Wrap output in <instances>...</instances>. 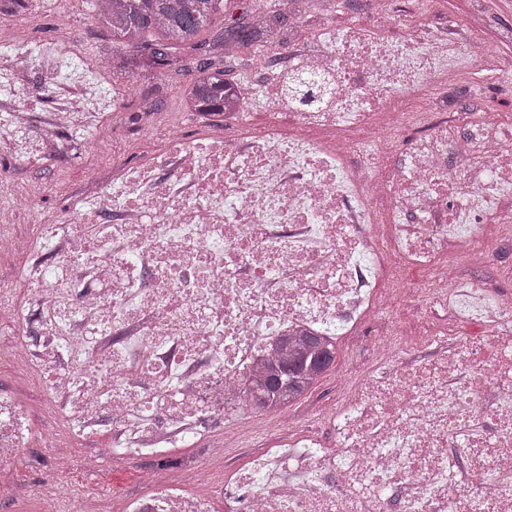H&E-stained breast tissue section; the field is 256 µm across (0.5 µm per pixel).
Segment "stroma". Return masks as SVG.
<instances>
[{
  "label": "stroma",
  "instance_id": "obj_1",
  "mask_svg": "<svg viewBox=\"0 0 512 512\" xmlns=\"http://www.w3.org/2000/svg\"><path fill=\"white\" fill-rule=\"evenodd\" d=\"M0 8L5 11L0 17L1 28H8L20 15H30L37 40L55 47L59 53H75L77 61L104 55L118 66L128 54L127 47L113 42L109 29L92 18L87 0H23L19 5L13 0H0ZM434 10L437 22L443 26L468 21L477 36L489 38L488 48L496 53L499 64L512 63V0H436ZM10 69L31 111L45 113L49 103L42 86L50 80L51 65H44L36 73L21 63L11 64ZM194 76L195 59L187 55L170 68L153 72L133 70L100 78L99 90L111 101L105 120L125 125L116 143H100L85 131L66 130L58 135L57 158L42 166H25L1 153L0 190L18 193L31 185L40 186L42 195L37 212L41 219L59 217L73 195L82 189L88 172H110L113 165L140 151L139 142L128 131L135 113H155L160 121L179 125L184 136L197 134L198 128L186 114L180 94ZM478 77V83L467 82L454 88L448 96L449 108L512 113V94L495 85L489 72L479 71ZM348 368L346 353H339L323 378L296 403V414L307 417L311 411L335 400L337 381ZM138 479L132 466H115L105 459L95 469L74 473L69 483L73 488L104 495L118 507Z\"/></svg>",
  "mask_w": 512,
  "mask_h": 512
}]
</instances>
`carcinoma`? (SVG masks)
Listing matches in <instances>:
<instances>
[{
	"label": "carcinoma",
	"mask_w": 512,
	"mask_h": 512,
	"mask_svg": "<svg viewBox=\"0 0 512 512\" xmlns=\"http://www.w3.org/2000/svg\"><path fill=\"white\" fill-rule=\"evenodd\" d=\"M94 18L112 37L136 52L131 68L158 69L172 64L173 52L197 50L199 37L224 10V0H90ZM291 27L279 11L255 0L249 13L224 22L222 31L208 42L209 58L197 66L193 81L182 91L197 112H224L231 81L224 77L229 52L267 43L287 41ZM151 33L160 41L148 44ZM331 347L315 336L294 339L288 352L258 373L251 390L267 405H285L307 392L334 363Z\"/></svg>",
	"instance_id": "1"
}]
</instances>
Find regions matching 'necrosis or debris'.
<instances>
[{"mask_svg":"<svg viewBox=\"0 0 512 512\" xmlns=\"http://www.w3.org/2000/svg\"><path fill=\"white\" fill-rule=\"evenodd\" d=\"M366 3L262 55L195 138L139 113L143 157L89 173L65 216L21 238L37 197L11 200L0 260L24 258L0 277V360L36 394L0 384V463L39 458L40 512H87L62 479L101 459L142 464L121 512H512V277L464 272L512 268V117L449 111L440 81L484 65L512 88V66L433 0ZM46 56L28 25L0 36V57ZM48 94L37 135L24 102L0 114L28 166L87 110L78 75ZM368 326L369 365L315 428L251 403L287 340ZM199 440L193 488L157 474L161 449ZM231 448L251 454L229 472Z\"/></svg>","mask_w":512,"mask_h":512,"instance_id":"obj_1","label":"necrosis or debris"}]
</instances>
